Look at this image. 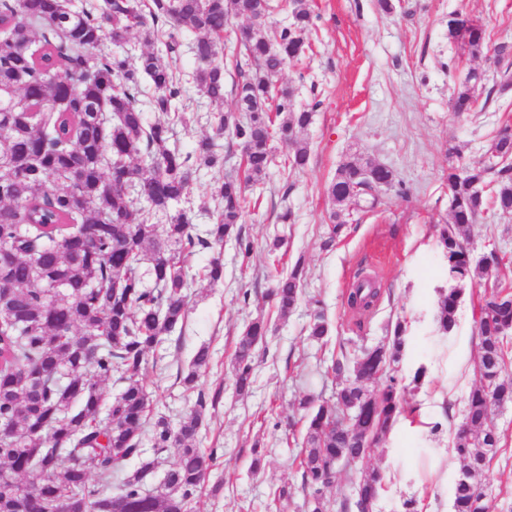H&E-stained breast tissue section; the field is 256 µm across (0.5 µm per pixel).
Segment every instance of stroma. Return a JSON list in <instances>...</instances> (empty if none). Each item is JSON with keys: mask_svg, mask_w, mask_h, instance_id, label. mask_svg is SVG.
Segmentation results:
<instances>
[{"mask_svg": "<svg viewBox=\"0 0 512 512\" xmlns=\"http://www.w3.org/2000/svg\"><path fill=\"white\" fill-rule=\"evenodd\" d=\"M392 2L394 10L387 13L378 0H306L315 18L309 46L277 83L293 89L297 107L314 98L320 102L311 124L298 135L308 145L309 162L302 171L285 170L283 162L294 146L273 141L274 161L266 177L245 189L249 204L242 225L253 244L250 261H242L234 244L226 243L224 280L213 284L204 276L212 252L194 256L183 332L148 355L142 379L151 396L150 419L163 417L178 425L192 410L197 391L224 390L217 406L207 408L198 437L202 450L217 449L219 464L209 474V490L192 502L190 512H306L298 467L305 413L298 401L307 394L333 398L330 352L377 345L399 319L409 331L394 372L407 387L405 411L363 459L339 470L323 496L331 503L329 512H340L341 503L355 498V478L377 468L389 483L373 512H406L410 499L417 512H453L461 464L441 451L451 446L468 394L479 381L469 365L477 356L473 306L484 288L466 286L454 331H437V302L451 286L437 228L448 220L449 166L483 164L500 129L512 125V94L487 95L498 73L493 47L512 42V0ZM457 13L484 25L486 48L480 56L449 40L448 18ZM193 45V35L184 34L180 55L169 62L187 89L182 100L186 121L175 127L176 143L190 150L210 137L223 152L228 139L217 135V117L232 111L234 101L228 95L215 104L194 86ZM472 69L483 74L473 89L479 107L459 116L451 99ZM353 154L389 167L397 183L381 190L382 203L375 210L355 215L326 252L320 244L331 210L327 186ZM239 172L234 160L203 172L182 201L197 232L212 222L217 182ZM286 208L294 214L293 223L279 221ZM277 234L285 245L273 253L269 244ZM469 242L474 259L497 255L500 279L512 283V215L487 209ZM298 261L306 275L303 296L283 318L270 291L278 272ZM361 272L377 277L382 295L372 314L358 317L346 299ZM243 292L248 300H240ZM319 303L331 324L323 346L307 335ZM260 316L270 321L271 330L256 347L253 391L242 397L234 390V352L245 327ZM203 344L209 345L212 360L200 371L196 392L185 391L179 373ZM421 366L426 377L412 387ZM491 421L502 442L484 471L482 488L490 512H512V402L494 408ZM257 451L264 461L255 471L251 463ZM283 486L288 500L280 504L274 493Z\"/></svg>", "mask_w": 512, "mask_h": 512, "instance_id": "35a3bbf8", "label": "stroma"}]
</instances>
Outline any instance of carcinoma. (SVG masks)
<instances>
[{
	"instance_id": "cac0c4a2",
	"label": "carcinoma",
	"mask_w": 512,
	"mask_h": 512,
	"mask_svg": "<svg viewBox=\"0 0 512 512\" xmlns=\"http://www.w3.org/2000/svg\"><path fill=\"white\" fill-rule=\"evenodd\" d=\"M293 22L270 41L254 21L265 16L262 0H102L81 7L72 0H0V180L13 191L0 196V512H187L204 487L214 454L197 447L202 414L211 398L197 394L195 408L172 427L164 418L150 430L153 448L178 449L173 468L154 491L144 479L157 462L146 460L119 476L121 464L143 454L142 434L149 394L139 379L146 357L164 337L183 329L188 282L183 270L201 250L221 248L228 239L250 257L251 242L240 227L247 199L233 175L215 189V222L201 236L191 217L177 206L204 168L230 160L205 138L189 152L170 146L174 122L183 117L146 121L141 109L148 79L152 110L177 111L182 79L151 51L137 66L117 53L99 51L104 40L116 46L137 31L161 34L164 52L175 56L184 33L195 35L197 89L215 103L229 94L240 118L219 117L218 131L243 149L245 181H256L272 163L270 141H292L306 128L315 107L297 110L293 91L277 88V78L305 49L313 22L304 0H290ZM249 22L241 31L242 57L228 66L219 58L224 34L233 19ZM448 36L473 56L485 47V30L456 14ZM233 74L231 89L226 75ZM482 80L472 69L454 92L451 108L461 115L475 108L471 83ZM69 101L65 110H48V101ZM478 167H448V225L439 246L454 286L440 295L437 328L451 333L463 287L488 281L498 265L492 256L474 261L465 231L493 206L512 215V130L504 128ZM309 149L300 145L284 160L304 168ZM394 172L381 164L347 157L327 187L333 204L332 227L322 241L330 250L353 213L375 204L372 190L391 187ZM170 214L163 226L149 223L156 213ZM150 256L151 282L142 261ZM303 269L295 263L276 276L271 294L281 316L297 306ZM377 281L363 277L347 297L357 313L376 307ZM480 383L467 398L453 452L463 462L454 489V512H486L476 491L486 463L500 448V435L489 424L494 406L512 402V373L506 372L504 329L512 328V284L493 279L475 308ZM269 331L252 322L234 356L238 395L254 384V350ZM329 332L328 318L317 308L309 336L319 342ZM408 328L396 321L387 342L330 354L338 380L334 402L303 396L306 434L301 450L303 489L324 512L323 490L336 479V465L353 463L388 434L404 412L403 393L392 365L399 362ZM210 349L200 346L182 381L196 387L208 366ZM120 385L104 399L100 383ZM376 388L369 389L367 385ZM387 484L378 469L364 473L353 504L373 512Z\"/></svg>"
}]
</instances>
